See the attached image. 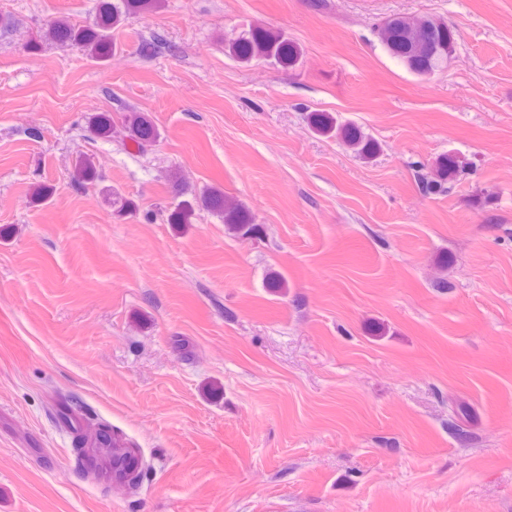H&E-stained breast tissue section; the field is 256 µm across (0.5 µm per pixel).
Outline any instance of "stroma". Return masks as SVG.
<instances>
[{
  "instance_id": "35a3bbf8",
  "label": "stroma",
  "mask_w": 512,
  "mask_h": 512,
  "mask_svg": "<svg viewBox=\"0 0 512 512\" xmlns=\"http://www.w3.org/2000/svg\"><path fill=\"white\" fill-rule=\"evenodd\" d=\"M96 5L0 0V512H512V0H166L107 63L30 49ZM392 16L448 21L447 68L391 56ZM252 24L301 62L225 55ZM132 109L156 143L89 134ZM444 153L470 175L422 193L414 165ZM208 187L259 235L169 224ZM63 404L139 449L137 488L79 464ZM307 120L314 133L335 137L364 161L368 162L376 156L377 144L365 136L356 124L340 122L329 112H311L308 114Z\"/></svg>"
}]
</instances>
